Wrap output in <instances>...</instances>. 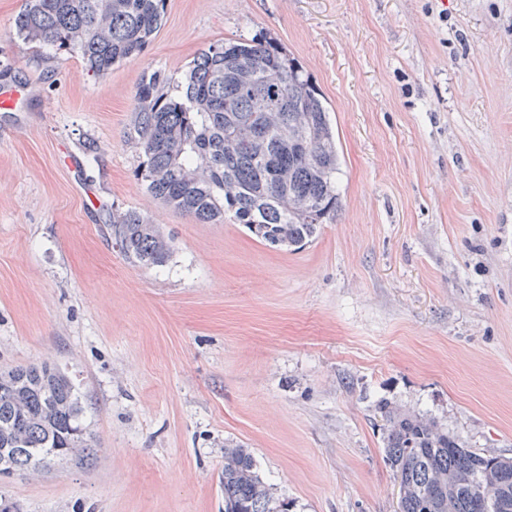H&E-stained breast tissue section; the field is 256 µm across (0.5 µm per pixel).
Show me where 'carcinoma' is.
Returning a JSON list of instances; mask_svg holds the SVG:
<instances>
[{"label": "carcinoma", "mask_w": 512, "mask_h": 512, "mask_svg": "<svg viewBox=\"0 0 512 512\" xmlns=\"http://www.w3.org/2000/svg\"><path fill=\"white\" fill-rule=\"evenodd\" d=\"M166 0H27L25 44L77 52L105 76L161 27ZM139 176L167 207L200 224L229 219L270 246L298 248L336 221L339 153L322 96L277 39H226L193 60L178 93L159 74L134 95ZM127 260L162 266L173 245L135 210L106 225ZM400 512H512V458L486 455L433 419L379 406ZM73 382L46 364L0 372V477L49 457L89 458ZM224 512H288L274 502L251 452L224 449Z\"/></svg>", "instance_id": "obj_1"}]
</instances>
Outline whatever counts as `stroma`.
<instances>
[{
  "instance_id": "stroma-1",
  "label": "stroma",
  "mask_w": 512,
  "mask_h": 512,
  "mask_svg": "<svg viewBox=\"0 0 512 512\" xmlns=\"http://www.w3.org/2000/svg\"><path fill=\"white\" fill-rule=\"evenodd\" d=\"M0 0V369L48 364L90 465L0 480L15 512H222L224 448L289 512H398L378 406L512 457V0H166L103 77L23 44ZM274 36L329 110L336 221L296 251L200 224L138 172L136 87L209 44ZM133 209L173 240L127 261ZM105 227L131 263L163 266L171 257V239L164 236L156 224H149L135 210L112 212V221Z\"/></svg>"
}]
</instances>
